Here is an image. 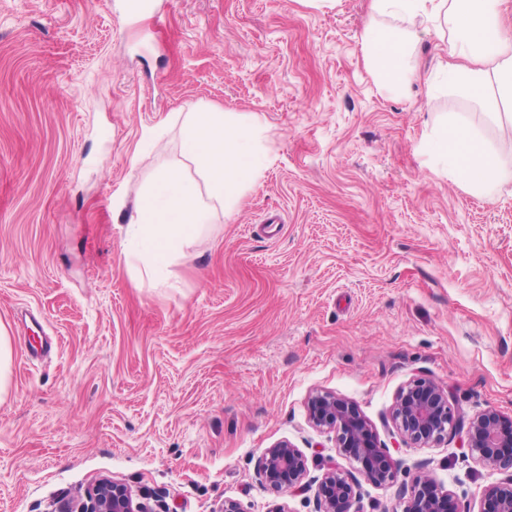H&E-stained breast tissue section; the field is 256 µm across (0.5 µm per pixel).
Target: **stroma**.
I'll return each instance as SVG.
<instances>
[{"instance_id": "obj_1", "label": "stroma", "mask_w": 512, "mask_h": 512, "mask_svg": "<svg viewBox=\"0 0 512 512\" xmlns=\"http://www.w3.org/2000/svg\"><path fill=\"white\" fill-rule=\"evenodd\" d=\"M122 2L0 0V512H54L103 478L157 512H319L328 459L366 512H401L424 474L477 512L506 471L457 437L399 442L390 414L424 377L512 421V182L474 195L423 149L446 123L492 139L496 122L445 85L380 91L370 0H156L163 18L134 20ZM191 107L258 118L267 161L153 282L127 226L160 174L197 179ZM317 391L358 406L393 483L310 424ZM284 439L310 460L294 495L259 476ZM12 348L6 331L0 327V403L5 400L10 385Z\"/></svg>"}]
</instances>
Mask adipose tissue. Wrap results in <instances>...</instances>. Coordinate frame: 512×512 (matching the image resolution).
I'll return each mask as SVG.
<instances>
[{"label": "adipose tissue", "mask_w": 512, "mask_h": 512, "mask_svg": "<svg viewBox=\"0 0 512 512\" xmlns=\"http://www.w3.org/2000/svg\"><path fill=\"white\" fill-rule=\"evenodd\" d=\"M500 5L501 0H371L377 20L361 37L365 64L381 90L405 91L419 78L409 52L418 32L447 33L448 57L438 63L440 76L496 113L501 103L512 102V27L501 23ZM181 137L207 190L199 192L194 180L169 173L143 198L127 233L139 243L136 259L150 276L172 247L197 239L211 204L234 208L265 160V128L232 112L188 113ZM424 147L474 194L494 195L512 181V113L497 140L452 123Z\"/></svg>", "instance_id": "ef3b65f1"}]
</instances>
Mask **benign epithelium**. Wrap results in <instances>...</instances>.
<instances>
[{"instance_id":"benign-epithelium-1","label":"benign epithelium","mask_w":512,"mask_h":512,"mask_svg":"<svg viewBox=\"0 0 512 512\" xmlns=\"http://www.w3.org/2000/svg\"><path fill=\"white\" fill-rule=\"evenodd\" d=\"M310 423L320 432L336 433V448L358 462L367 478L384 486L394 481L391 456L355 403L329 392H315L308 401ZM392 423L400 438L420 447L438 444L449 437L465 435L464 447L471 458L492 470L512 469V427L507 428L497 411L487 409L470 418L449 402L448 389L430 379L415 378L395 398ZM307 455L288 440L264 449L259 472L275 492L306 488ZM321 512H364L353 479L329 465L318 487ZM448 491L435 479L423 475L416 481L403 512H447ZM79 512H147L134 503L126 486L102 479L88 491ZM478 512H512V474L488 486Z\"/></svg>"}]
</instances>
